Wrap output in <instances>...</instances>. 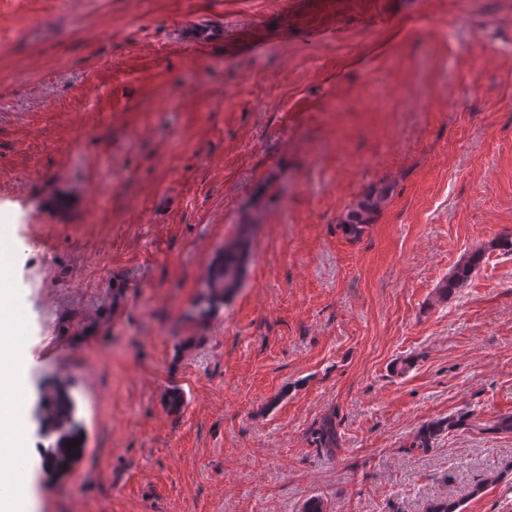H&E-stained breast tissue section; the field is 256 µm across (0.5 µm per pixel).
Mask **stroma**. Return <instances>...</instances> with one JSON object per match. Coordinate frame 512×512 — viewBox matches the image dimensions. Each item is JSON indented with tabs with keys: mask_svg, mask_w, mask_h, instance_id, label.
Listing matches in <instances>:
<instances>
[{
	"mask_svg": "<svg viewBox=\"0 0 512 512\" xmlns=\"http://www.w3.org/2000/svg\"><path fill=\"white\" fill-rule=\"evenodd\" d=\"M506 235L512 0H0L26 440L50 381L85 440L66 473L20 462L32 512H512V436L410 445L512 412ZM388 189L382 188L374 195L358 202L349 212L347 227L350 233L359 235L370 224L381 204L387 199ZM244 262V240L229 242L224 245L220 260L214 265L209 277L210 306L239 288ZM482 255L481 250H476L455 266L452 273L438 287V300H445L448 298V294L460 292L466 288L474 270L481 261ZM474 413L461 416H448L432 420L422 425L413 436L411 447L433 448L438 437L449 435L460 429L478 431L479 433L512 434V413L497 415L483 420Z\"/></svg>",
	"mask_w": 512,
	"mask_h": 512,
	"instance_id": "1",
	"label": "stroma"
}]
</instances>
